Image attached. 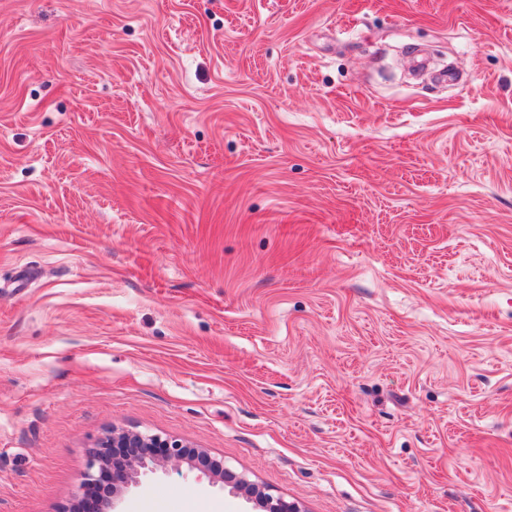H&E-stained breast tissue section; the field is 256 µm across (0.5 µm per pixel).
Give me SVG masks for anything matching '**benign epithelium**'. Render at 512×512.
<instances>
[{
  "mask_svg": "<svg viewBox=\"0 0 512 512\" xmlns=\"http://www.w3.org/2000/svg\"><path fill=\"white\" fill-rule=\"evenodd\" d=\"M107 448H139L141 452L125 465L118 476L112 478V492L98 504L97 512H118L116 503L120 491L138 484L140 477L154 471L161 459L185 461L193 469L206 475L218 476L222 481L233 484V489L237 491L247 489L250 500L255 502L260 512H301L296 503L224 471L223 462L211 458L202 449L158 434L116 428L108 431L99 439L95 448L88 452L87 470L82 484L89 489L101 484L106 475L112 472L110 459L105 455Z\"/></svg>",
  "mask_w": 512,
  "mask_h": 512,
  "instance_id": "1",
  "label": "benign epithelium"
}]
</instances>
